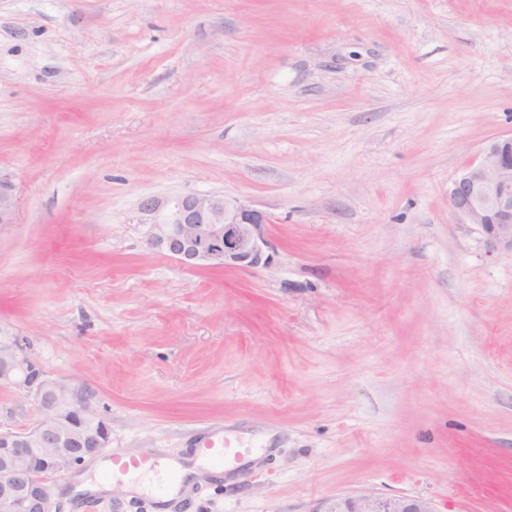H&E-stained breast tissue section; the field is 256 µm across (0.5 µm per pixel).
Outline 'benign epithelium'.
Wrapping results in <instances>:
<instances>
[{
  "label": "benign epithelium",
  "instance_id": "1",
  "mask_svg": "<svg viewBox=\"0 0 512 512\" xmlns=\"http://www.w3.org/2000/svg\"><path fill=\"white\" fill-rule=\"evenodd\" d=\"M448 202L488 241L512 251V133L488 139L452 183ZM14 197L0 183V224L12 223ZM149 248L189 268L256 269L276 256L268 236L270 215L245 197L191 193L147 197ZM0 385L35 394L36 426L0 430V512H57L46 476H64L110 442L108 422L48 378L39 361L17 344H0ZM313 512H435L424 498L376 494L336 496Z\"/></svg>",
  "mask_w": 512,
  "mask_h": 512
}]
</instances>
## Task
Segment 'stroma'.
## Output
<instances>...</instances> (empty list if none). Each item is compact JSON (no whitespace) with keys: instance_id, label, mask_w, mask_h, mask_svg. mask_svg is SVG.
Returning a JSON list of instances; mask_svg holds the SVG:
<instances>
[{"instance_id":"obj_1","label":"stroma","mask_w":512,"mask_h":512,"mask_svg":"<svg viewBox=\"0 0 512 512\" xmlns=\"http://www.w3.org/2000/svg\"><path fill=\"white\" fill-rule=\"evenodd\" d=\"M510 132L512 0H0V341L112 429L62 512H158L75 489L129 453L201 470L169 512H512V252L448 205ZM180 193L251 199L274 262L149 249ZM219 425L230 468L192 456ZM315 512H435L424 498L388 497L376 494L336 496L326 501L325 509Z\"/></svg>"}]
</instances>
